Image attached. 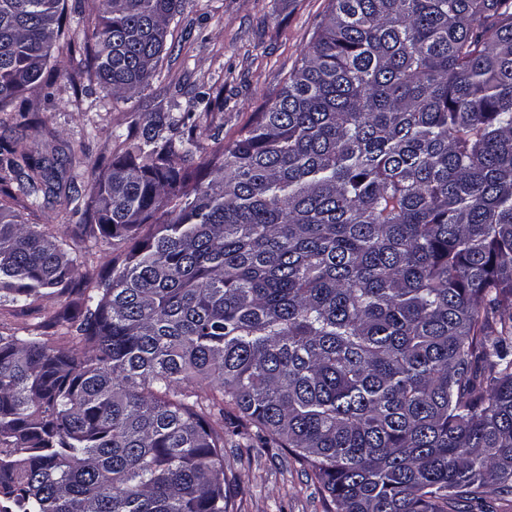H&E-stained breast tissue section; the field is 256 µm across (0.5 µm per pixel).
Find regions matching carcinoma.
<instances>
[{
    "label": "carcinoma",
    "mask_w": 512,
    "mask_h": 512,
    "mask_svg": "<svg viewBox=\"0 0 512 512\" xmlns=\"http://www.w3.org/2000/svg\"><path fill=\"white\" fill-rule=\"evenodd\" d=\"M62 0H0V109L47 84ZM237 138L112 132L82 225L119 253L67 318L0 334V512H233L224 435L290 448L333 512L512 497V0H331ZM79 62L128 100L184 0H100ZM27 208L55 175L0 146ZM82 254L0 203V302Z\"/></svg>",
    "instance_id": "carcinoma-1"
}]
</instances>
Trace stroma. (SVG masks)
Listing matches in <instances>:
<instances>
[{"label":"stroma","instance_id":"stroma-1","mask_svg":"<svg viewBox=\"0 0 512 512\" xmlns=\"http://www.w3.org/2000/svg\"><path fill=\"white\" fill-rule=\"evenodd\" d=\"M330 7V0H189L179 22L171 24L158 74L150 86L130 100L113 99L96 79L78 69L68 39L58 40L51 60L68 69L49 94L27 93L0 112V141L23 140L34 158L56 170L69 168L70 152L86 151L76 181L81 200H88L100 164L119 152L112 132L139 116L173 107L187 109L200 92L213 94L212 104H195L198 159L231 143L254 112L281 88ZM29 224H46L82 252L75 273L83 282L109 272L113 257L106 241L82 233L81 216L52 193L37 211L17 183L0 192ZM81 294L67 289L51 297L34 298L23 306L0 305V332L26 328L48 337L52 347L79 353L64 320L78 309ZM227 475L233 481L234 512H329V499L311 471L288 449L257 437L224 439Z\"/></svg>","mask_w":512,"mask_h":512}]
</instances>
